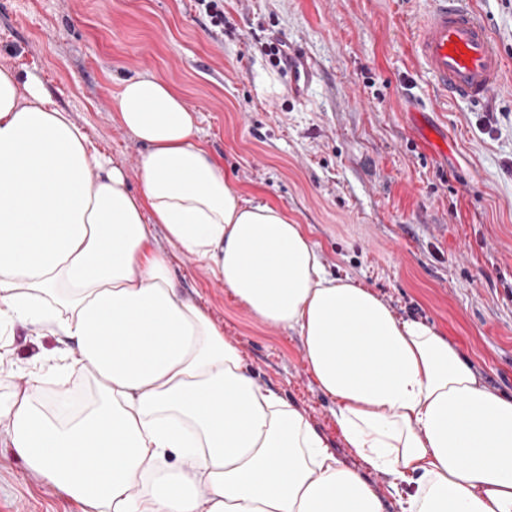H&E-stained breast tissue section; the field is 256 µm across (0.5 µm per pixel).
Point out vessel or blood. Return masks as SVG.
Segmentation results:
<instances>
[{"mask_svg":"<svg viewBox=\"0 0 512 512\" xmlns=\"http://www.w3.org/2000/svg\"><path fill=\"white\" fill-rule=\"evenodd\" d=\"M416 58L432 75L442 97L485 104L502 73L503 55L471 0H434L417 26ZM294 95H302L315 76L314 62L302 54L288 58Z\"/></svg>","mask_w":512,"mask_h":512,"instance_id":"1","label":"vessel or blood"}]
</instances>
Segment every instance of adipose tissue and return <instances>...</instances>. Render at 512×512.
Instances as JSON below:
<instances>
[{
  "label": "adipose tissue",
  "mask_w": 512,
  "mask_h": 512,
  "mask_svg": "<svg viewBox=\"0 0 512 512\" xmlns=\"http://www.w3.org/2000/svg\"><path fill=\"white\" fill-rule=\"evenodd\" d=\"M169 84L125 81L114 120L145 148L140 193L40 78L0 67V335L46 330L58 376L0 396L14 452L82 512H385L305 415L247 370L178 287L151 226L261 322L295 332L319 391L401 512H512V397L433 326L329 275L302 224L246 199Z\"/></svg>",
  "instance_id": "adipose-tissue-1"
}]
</instances>
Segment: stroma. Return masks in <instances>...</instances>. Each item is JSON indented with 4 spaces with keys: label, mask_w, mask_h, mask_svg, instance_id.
Instances as JSON below:
<instances>
[{
    "label": "stroma",
    "mask_w": 512,
    "mask_h": 512,
    "mask_svg": "<svg viewBox=\"0 0 512 512\" xmlns=\"http://www.w3.org/2000/svg\"><path fill=\"white\" fill-rule=\"evenodd\" d=\"M506 62L482 106L438 98L414 53L433 0H0V65L38 75L56 105L140 191L144 146L113 120L124 79L174 86L246 198L303 224L326 270L369 286L395 315L431 324L512 396V0H473ZM318 65L292 95L278 51ZM184 295L241 352L259 385L304 412L345 467L362 470L317 391L299 337L262 323L152 228ZM22 384L63 349L5 337ZM0 512H81L0 429Z\"/></svg>",
    "instance_id": "obj_1"
}]
</instances>
